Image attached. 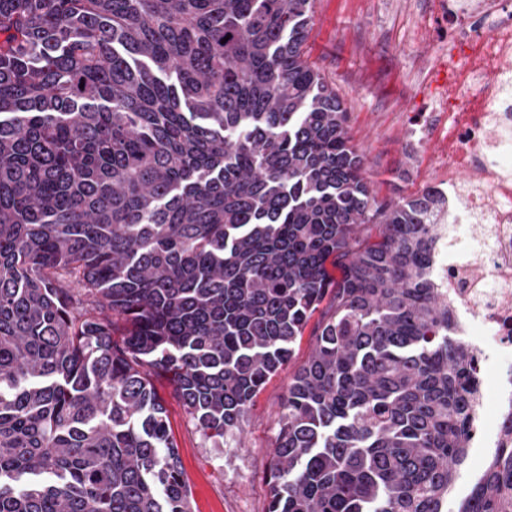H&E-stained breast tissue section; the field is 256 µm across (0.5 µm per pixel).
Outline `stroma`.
Listing matches in <instances>:
<instances>
[{
	"mask_svg": "<svg viewBox=\"0 0 512 512\" xmlns=\"http://www.w3.org/2000/svg\"><path fill=\"white\" fill-rule=\"evenodd\" d=\"M310 61L348 111L378 199L448 186V0H315ZM313 338L303 335L254 398L243 447H211L168 375L153 385L168 416L194 512H267L273 438L281 400Z\"/></svg>",
	"mask_w": 512,
	"mask_h": 512,
	"instance_id": "35a3bbf8",
	"label": "stroma"
}]
</instances>
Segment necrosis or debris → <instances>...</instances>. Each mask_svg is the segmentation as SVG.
<instances>
[{
	"label": "necrosis or debris",
	"instance_id": "4bbe7bcc",
	"mask_svg": "<svg viewBox=\"0 0 512 512\" xmlns=\"http://www.w3.org/2000/svg\"><path fill=\"white\" fill-rule=\"evenodd\" d=\"M468 21L448 57V198L454 204L440 275L466 324L481 405L512 400V6L505 0H448ZM475 168L460 175V164Z\"/></svg>",
	"mask_w": 512,
	"mask_h": 512
}]
</instances>
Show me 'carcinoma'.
I'll return each mask as SVG.
<instances>
[{"label": "carcinoma", "mask_w": 512, "mask_h": 512, "mask_svg": "<svg viewBox=\"0 0 512 512\" xmlns=\"http://www.w3.org/2000/svg\"><path fill=\"white\" fill-rule=\"evenodd\" d=\"M314 0H0V512H193L151 375L213 447L314 323L268 512H512L448 199L380 201ZM493 450L494 448H487L480 453L476 448L468 449L467 458L459 468V476L453 492L457 500L465 497L470 492L483 470L484 463Z\"/></svg>", "instance_id": "cac0c4a2"}]
</instances>
